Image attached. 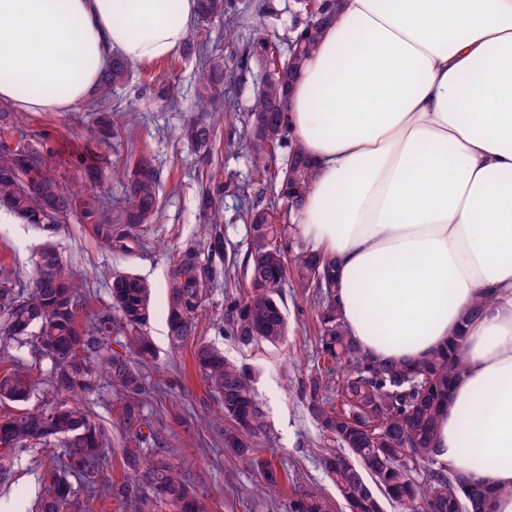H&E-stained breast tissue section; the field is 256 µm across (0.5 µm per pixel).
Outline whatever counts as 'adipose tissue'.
<instances>
[{"label": "adipose tissue", "instance_id": "adipose-tissue-1", "mask_svg": "<svg viewBox=\"0 0 512 512\" xmlns=\"http://www.w3.org/2000/svg\"><path fill=\"white\" fill-rule=\"evenodd\" d=\"M197 15V0H0V104L70 111L113 56L170 57ZM289 119L316 171L293 222L336 264L348 335L411 363L465 329L435 456L512 512V0H341Z\"/></svg>", "mask_w": 512, "mask_h": 512}]
</instances>
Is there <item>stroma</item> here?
<instances>
[{
	"instance_id": "35a3bbf8",
	"label": "stroma",
	"mask_w": 512,
	"mask_h": 512,
	"mask_svg": "<svg viewBox=\"0 0 512 512\" xmlns=\"http://www.w3.org/2000/svg\"><path fill=\"white\" fill-rule=\"evenodd\" d=\"M238 27L232 41H225L224 26L211 25V40L234 77L227 90L238 111H248L261 84L263 71L257 64L241 70L237 62L245 47L259 35L288 38L302 17L294 0H231ZM133 77L126 88L116 90L111 103L132 106L131 137L112 139L108 153L113 165H121L131 149L149 153L161 174L159 212L139 235L142 247L121 253L104 247L89 225L70 218L62 223L52 240L62 259L74 266L83 284L87 310L94 311L110 302L113 274H133L152 287L153 317L147 334L156 358L148 365L153 387L144 402V415L176 451V464L185 478L194 480L196 490L207 496L213 512H288L294 483L333 494L320 457L321 436L316 421L307 410L303 387L316 356L314 313L299 289L285 288L289 334L285 343L244 346L226 334L222 314L224 290L214 288L199 318L195 336L179 348L168 339L167 277L175 250L202 239L203 217L198 208L197 173L202 165L194 149L180 137L188 121L197 119L195 94L199 63L190 57L180 60L174 71L159 65H132ZM149 73L157 81L174 82L180 88L179 103L164 107L142 86L140 77ZM85 112H24L20 115L19 135L32 146H39L42 133H50L63 144L86 134ZM242 126L227 121L217 127L213 165L239 181L251 176L250 161L244 149H226L227 140L239 139ZM43 233L24 223L0 206V265L28 278L31 260L44 244ZM209 343L225 356L251 372L258 397L270 427V439L261 447V458L287 469L290 479L280 486L261 487L256 468L238 462L225 453L218 430L211 426L216 398L196 372L195 348ZM53 447L27 448L20 452L14 467L11 492L0 490V512H22L24 503L34 502V493L53 455Z\"/></svg>"
}]
</instances>
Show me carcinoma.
<instances>
[{
    "instance_id": "cac0c4a2",
    "label": "carcinoma",
    "mask_w": 512,
    "mask_h": 512,
    "mask_svg": "<svg viewBox=\"0 0 512 512\" xmlns=\"http://www.w3.org/2000/svg\"><path fill=\"white\" fill-rule=\"evenodd\" d=\"M227 0H199L198 27L182 48L195 56L197 109L234 111L224 92V56L214 52L205 27L224 21L225 35H234V17ZM297 27L290 40L301 43L303 58L316 50L319 38ZM257 62L269 75L253 105L241 117L252 180L238 184L210 169L217 142L216 126L196 120L184 137L199 153L206 172L199 180V207L206 219L198 245L177 252L168 278V323L171 343L195 335L199 315L211 289L224 285L226 332L249 346H277L288 336L282 288L290 284L315 310L316 367L308 377V408L318 423L326 452L323 469L336 496L300 488L290 512H492L495 491L468 481L434 458L441 413L452 383L465 370L464 336H451L444 347L414 364L374 359L347 335L336 302V276L329 257L307 248L294 252L288 236V198L303 201L315 178L309 157L291 135L288 96V46L268 36L254 39L238 61L241 69ZM131 79V63L120 56L99 81L97 97L87 103L92 126L67 147L33 149L22 157L11 147L17 115L0 106V205L27 224L54 236L61 222L77 215L92 226L109 250L125 252L137 242L135 231L158 209L160 174L150 157L140 153L117 171L122 196L112 204L94 192L108 162L103 146L127 127L129 109H105L112 90ZM75 162L83 181L74 188L56 177L63 157ZM233 190L241 198L236 219L245 225L246 249L224 235V217L216 201ZM79 276L50 244L33 260L29 284L0 268V336L36 337L40 360L46 363L42 404L0 418V483L10 484L14 462L25 448L58 442L61 453L44 482L36 512H63L72 484L79 481L87 496L112 495L119 508L131 512H211L208 499L194 492L180 476L172 451L162 446L143 414L150 393L144 372L154 358L144 332L151 314L148 284L132 275L112 279V303L85 321L79 319L83 296ZM123 352H118L115 347ZM0 375V403H24L34 389L19 356ZM195 365L212 388L224 418V449L260 470L264 484L275 485L281 472L256 457L269 439V425L250 372L202 343ZM109 386L124 398L121 422L126 436L122 461L131 478L110 484L107 470L113 439L91 408L100 390Z\"/></svg>"
}]
</instances>
